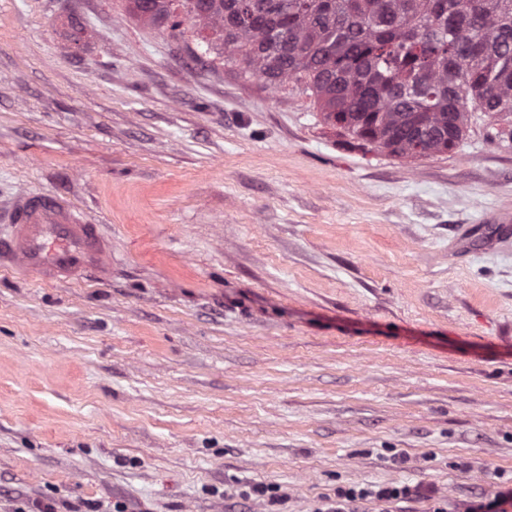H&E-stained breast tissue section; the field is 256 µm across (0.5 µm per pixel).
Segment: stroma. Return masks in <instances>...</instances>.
Returning a JSON list of instances; mask_svg holds the SVG:
<instances>
[{
  "instance_id": "obj_1",
  "label": "stroma",
  "mask_w": 512,
  "mask_h": 512,
  "mask_svg": "<svg viewBox=\"0 0 512 512\" xmlns=\"http://www.w3.org/2000/svg\"><path fill=\"white\" fill-rule=\"evenodd\" d=\"M125 0H0V202L56 194L112 270L0 269V512H314L512 475V141L364 151L303 86L196 61ZM277 487L278 501L243 498ZM409 485H353L336 488V500L326 498L315 512H357V504L366 501L379 503L404 502L416 496Z\"/></svg>"
}]
</instances>
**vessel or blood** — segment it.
I'll list each match as a JSON object with an SVG mask.
<instances>
[{
  "mask_svg": "<svg viewBox=\"0 0 512 512\" xmlns=\"http://www.w3.org/2000/svg\"><path fill=\"white\" fill-rule=\"evenodd\" d=\"M0 222L11 228L0 240V267H14L61 282L87 269L105 270L108 245L98 225L66 199L19 190Z\"/></svg>",
  "mask_w": 512,
  "mask_h": 512,
  "instance_id": "b4317fda",
  "label": "vessel or blood"
}]
</instances>
